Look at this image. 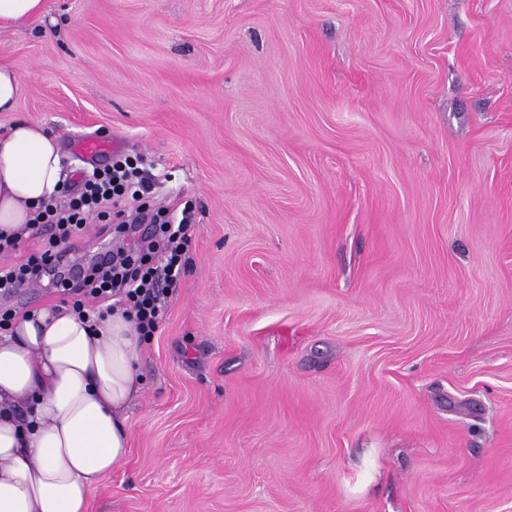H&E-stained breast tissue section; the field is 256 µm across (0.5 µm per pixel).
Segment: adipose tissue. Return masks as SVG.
<instances>
[{
	"instance_id": "obj_1",
	"label": "adipose tissue",
	"mask_w": 512,
	"mask_h": 512,
	"mask_svg": "<svg viewBox=\"0 0 512 512\" xmlns=\"http://www.w3.org/2000/svg\"><path fill=\"white\" fill-rule=\"evenodd\" d=\"M62 153L42 123L0 131V233L22 232L59 196ZM145 338L133 313L89 320L64 305L0 337V512H88L125 459Z\"/></svg>"
}]
</instances>
